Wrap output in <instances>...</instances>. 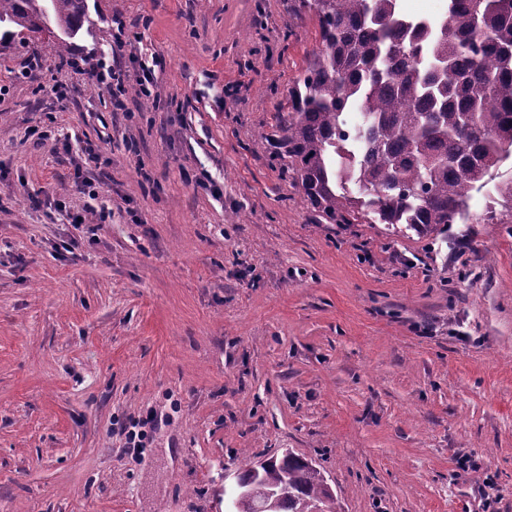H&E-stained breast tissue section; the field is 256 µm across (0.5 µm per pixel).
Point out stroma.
<instances>
[{
  "label": "stroma",
  "instance_id": "stroma-1",
  "mask_svg": "<svg viewBox=\"0 0 512 512\" xmlns=\"http://www.w3.org/2000/svg\"><path fill=\"white\" fill-rule=\"evenodd\" d=\"M86 7L69 56L110 57L121 25L157 85L123 112L34 92L31 58L75 76L0 28V512H224L238 471L288 450L337 512H482L488 474L512 512V224L319 221L269 164L319 41L290 0ZM78 168L107 220L68 224Z\"/></svg>",
  "mask_w": 512,
  "mask_h": 512
}]
</instances>
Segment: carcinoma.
<instances>
[{"label": "carcinoma", "instance_id": "1", "mask_svg": "<svg viewBox=\"0 0 512 512\" xmlns=\"http://www.w3.org/2000/svg\"><path fill=\"white\" fill-rule=\"evenodd\" d=\"M401 0H294L314 12L320 45L275 113L271 167L329 224L448 232L469 192L493 185L481 224L512 220V0H448L440 20L411 21ZM65 38L92 25L85 0H0V24ZM55 24L58 32L49 30ZM336 512L311 461L269 460L232 512Z\"/></svg>", "mask_w": 512, "mask_h": 512}]
</instances>
